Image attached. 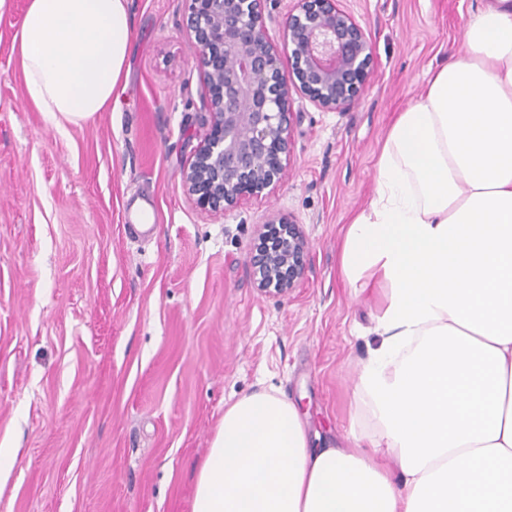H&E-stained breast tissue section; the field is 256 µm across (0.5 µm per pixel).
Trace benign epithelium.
Returning a JSON list of instances; mask_svg holds the SVG:
<instances>
[{"mask_svg": "<svg viewBox=\"0 0 512 512\" xmlns=\"http://www.w3.org/2000/svg\"><path fill=\"white\" fill-rule=\"evenodd\" d=\"M183 34L206 87L207 129L182 172L186 194L222 212L246 195L271 190L289 153L293 96L328 112L360 98L372 46L338 0H292L283 47L269 37L262 0H185ZM288 50L291 80L282 73ZM306 242L298 225L278 217L264 225L251 256L257 288L285 296L304 273Z\"/></svg>", "mask_w": 512, "mask_h": 512, "instance_id": "benign-epithelium-1", "label": "benign epithelium"}]
</instances>
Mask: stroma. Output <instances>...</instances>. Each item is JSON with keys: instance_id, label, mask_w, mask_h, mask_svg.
Instances as JSON below:
<instances>
[{"instance_id": "35a3bbf8", "label": "stroma", "mask_w": 512, "mask_h": 512, "mask_svg": "<svg viewBox=\"0 0 512 512\" xmlns=\"http://www.w3.org/2000/svg\"><path fill=\"white\" fill-rule=\"evenodd\" d=\"M28 0L0 11V512H192L194 474L224 409L268 388L300 405L312 446L370 447L357 397L379 297L338 274L342 229L373 194L393 112L462 52L478 0H339L372 44L349 110L294 98L290 154L269 194L222 212L184 192L205 87L184 0H128L129 78L94 120L56 126L13 49ZM151 197L153 240L124 213ZM276 216L307 263L283 297L249 259Z\"/></svg>"}]
</instances>
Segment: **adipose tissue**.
Masks as SVG:
<instances>
[{
	"instance_id": "adipose-tissue-1",
	"label": "adipose tissue",
	"mask_w": 512,
	"mask_h": 512,
	"mask_svg": "<svg viewBox=\"0 0 512 512\" xmlns=\"http://www.w3.org/2000/svg\"><path fill=\"white\" fill-rule=\"evenodd\" d=\"M131 41L127 0H28L13 36L58 125L117 97ZM339 264L354 292L384 290L357 386L378 455L311 447L293 402L247 394L192 512H512V0H481L462 52L396 113Z\"/></svg>"
}]
</instances>
